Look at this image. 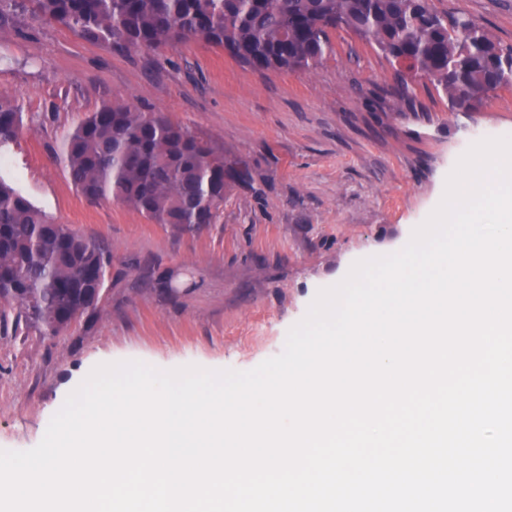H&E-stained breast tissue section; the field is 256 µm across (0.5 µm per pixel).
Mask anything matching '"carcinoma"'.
Masks as SVG:
<instances>
[{
	"label": "carcinoma",
	"mask_w": 512,
	"mask_h": 512,
	"mask_svg": "<svg viewBox=\"0 0 512 512\" xmlns=\"http://www.w3.org/2000/svg\"><path fill=\"white\" fill-rule=\"evenodd\" d=\"M42 18L119 49L202 42L233 52L260 73L306 71L346 29L392 63L403 96L421 73L448 95L451 110L475 112L512 87V47L483 25L438 14L431 0H30ZM22 129L21 112L0 97V158ZM60 161L89 201L111 199L151 224H212L237 171L224 149L164 113L121 103L91 113L64 142ZM112 254L61 224L0 176V323L35 325L51 336L98 310Z\"/></svg>",
	"instance_id": "cac0c4a2"
}]
</instances>
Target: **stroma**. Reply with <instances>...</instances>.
Wrapping results in <instances>:
<instances>
[{
  "label": "stroma",
  "instance_id": "obj_1",
  "mask_svg": "<svg viewBox=\"0 0 512 512\" xmlns=\"http://www.w3.org/2000/svg\"><path fill=\"white\" fill-rule=\"evenodd\" d=\"M512 47V0H433ZM317 67L258 74L202 43L115 50L0 0V95L23 128L4 175L48 216L102 242L112 276L98 313L58 336L0 329V450L25 451L100 364L248 371L279 355L321 289L407 244L442 198L476 131L512 129V88L454 112L422 77L416 107L395 66L354 33ZM115 102L164 113L243 171L213 224H152L87 201L57 160L85 118Z\"/></svg>",
  "mask_w": 512,
  "mask_h": 512
}]
</instances>
